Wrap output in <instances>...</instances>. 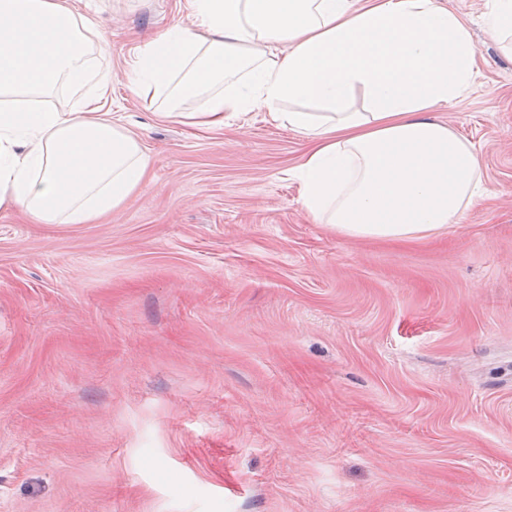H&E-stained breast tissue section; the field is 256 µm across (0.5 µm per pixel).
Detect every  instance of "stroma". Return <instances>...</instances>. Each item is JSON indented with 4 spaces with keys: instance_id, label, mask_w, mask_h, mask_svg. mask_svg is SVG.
<instances>
[{
    "instance_id": "1",
    "label": "stroma",
    "mask_w": 512,
    "mask_h": 512,
    "mask_svg": "<svg viewBox=\"0 0 512 512\" xmlns=\"http://www.w3.org/2000/svg\"><path fill=\"white\" fill-rule=\"evenodd\" d=\"M92 3L105 111L148 178L94 224L0 212V512H512V61L436 117L489 194L436 237L313 223L303 139L255 111L201 134L128 85L178 0Z\"/></svg>"
}]
</instances>
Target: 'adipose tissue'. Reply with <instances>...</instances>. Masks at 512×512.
<instances>
[{"label": "adipose tissue", "instance_id": "ef3b65f1", "mask_svg": "<svg viewBox=\"0 0 512 512\" xmlns=\"http://www.w3.org/2000/svg\"><path fill=\"white\" fill-rule=\"evenodd\" d=\"M192 27L137 48L154 117L200 131L265 110L308 144L295 176L317 224L395 243L437 235L489 193L474 144L434 115L478 73L443 0H185ZM112 50L74 0H0V209L89 224L145 181L148 153L105 112ZM67 96L66 106L52 103Z\"/></svg>", "mask_w": 512, "mask_h": 512}]
</instances>
